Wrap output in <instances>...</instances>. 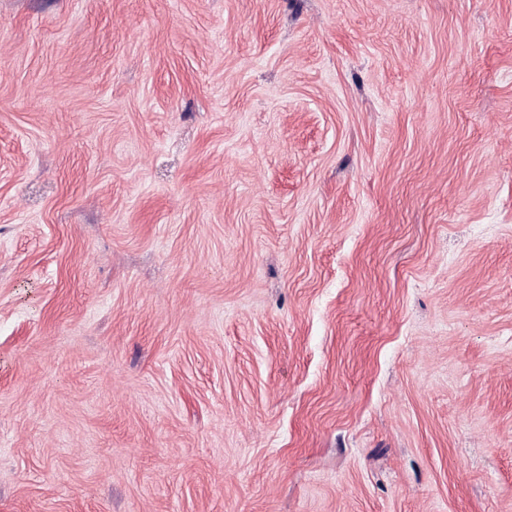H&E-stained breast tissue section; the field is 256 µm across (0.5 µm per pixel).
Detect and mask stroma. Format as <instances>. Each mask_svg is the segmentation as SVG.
<instances>
[{"label": "stroma", "mask_w": 512, "mask_h": 512, "mask_svg": "<svg viewBox=\"0 0 512 512\" xmlns=\"http://www.w3.org/2000/svg\"><path fill=\"white\" fill-rule=\"evenodd\" d=\"M0 512H512V0H0Z\"/></svg>", "instance_id": "1"}]
</instances>
